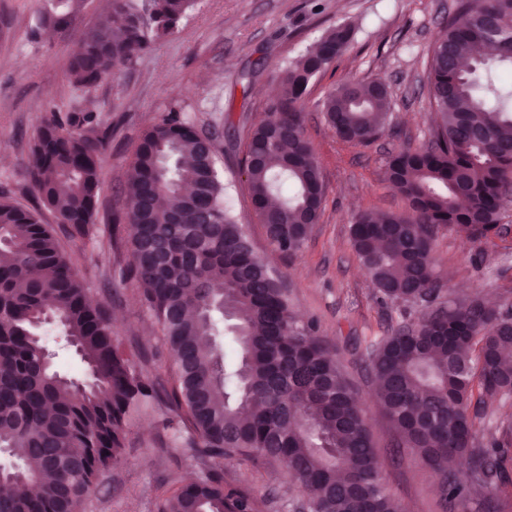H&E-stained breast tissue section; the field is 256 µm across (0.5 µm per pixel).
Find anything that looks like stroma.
<instances>
[{"label": "stroma", "mask_w": 512, "mask_h": 512, "mask_svg": "<svg viewBox=\"0 0 512 512\" xmlns=\"http://www.w3.org/2000/svg\"><path fill=\"white\" fill-rule=\"evenodd\" d=\"M460 0H198L172 36L156 42L119 79L87 91L73 85L66 62L102 13L100 0H75L70 21L41 26L52 0H0V194L40 210L63 251L74 262L87 294L112 313L129 346L153 355L149 377H167L161 332L133 283L113 277L128 254L123 238L102 240L85 253L66 225L56 223L31 193L26 174L33 138L48 117L93 115L111 133L102 154L101 189L94 222L111 223L122 208L132 161L143 133L163 115L186 112L197 129L212 133L228 185L226 201L253 251L267 261L288 291L297 317L314 322L358 392L377 450L381 476L400 512H499L504 497L487 489L464 505L444 507L434 471L401 444L395 426L373 397L367 367L369 340L408 322L404 307L383 301L356 256L349 229L358 212L403 213L404 197L385 175L391 155L427 145L433 103L427 84L437 32ZM348 25L353 40L313 78L303 99V130L323 181L319 220L293 256L277 251L251 203L243 158L251 126L277 97L281 67L303 54L330 29ZM379 77L392 100L390 129L367 146L345 142L331 130L322 103L350 79ZM500 234L469 241L441 229L434 246L436 270L446 277V299L476 298L512 306V205L501 216ZM512 426V397L479 410L476 435L490 447ZM156 419L129 429L123 458L92 488L80 512H159L162 493L196 479L193 453L157 450ZM225 486L251 494L254 512H299L303 499L284 468L262 459L224 462Z\"/></svg>", "instance_id": "1"}]
</instances>
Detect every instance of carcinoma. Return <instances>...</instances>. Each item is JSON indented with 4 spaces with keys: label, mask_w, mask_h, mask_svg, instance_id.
Masks as SVG:
<instances>
[{
    "label": "carcinoma",
    "mask_w": 512,
    "mask_h": 512,
    "mask_svg": "<svg viewBox=\"0 0 512 512\" xmlns=\"http://www.w3.org/2000/svg\"><path fill=\"white\" fill-rule=\"evenodd\" d=\"M197 0H112L104 22L71 53L67 72L93 89L131 68L153 42L173 35ZM69 0L48 20L65 25ZM329 31L279 72L282 93L271 115L251 128L244 166L251 200L270 243L299 253L320 216L323 184L304 138L302 98L311 79L352 40ZM490 45L489 56L474 53ZM512 66V0H462L437 34L429 90L437 117L430 144L392 156L391 186L409 212H360L350 227L355 253L384 299L431 309L371 345L376 399L406 444L433 468L443 503L512 483V437L475 446L472 402L512 394V319L477 299L440 302L434 269L440 229L473 241L499 234L503 177L512 171V86L495 70ZM387 84L349 79L324 102L341 140L368 145L389 125ZM56 117L38 130L27 168L42 204L83 243L96 242L93 217L107 131L91 136ZM124 211L110 236L126 229L128 263L120 277L140 289L162 333L173 385L145 376L93 306L76 268L37 213L0 199L1 486L36 485L39 493L0 495V512H78L92 485L120 463L127 431L156 415L166 448H190L200 478L167 496L161 512H252V498L224 489V459L280 461L293 474L309 512H399L387 491L359 398L312 322L293 316L288 294L250 247L226 204L214 151L179 112L143 136ZM176 201L179 224H163L157 200ZM221 282L222 290L214 288ZM61 324L91 374L79 389L52 363L40 334L48 315ZM229 338L233 358L216 347ZM466 455L471 466L448 472L440 461Z\"/></svg>",
    "instance_id": "obj_1"
}]
</instances>
